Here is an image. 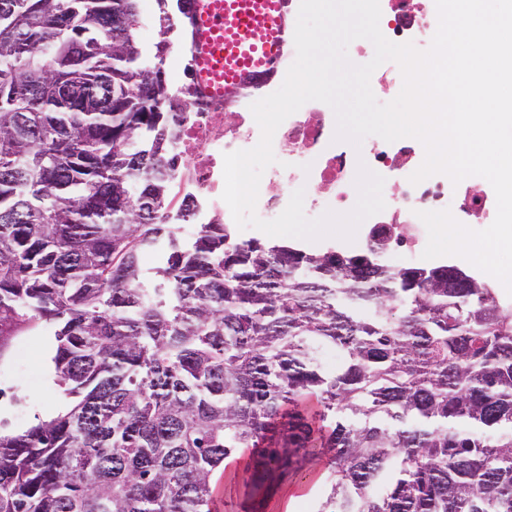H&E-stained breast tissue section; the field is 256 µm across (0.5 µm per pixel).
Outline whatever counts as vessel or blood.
<instances>
[{
	"label": "vessel or blood",
	"instance_id": "obj_1",
	"mask_svg": "<svg viewBox=\"0 0 512 512\" xmlns=\"http://www.w3.org/2000/svg\"><path fill=\"white\" fill-rule=\"evenodd\" d=\"M195 87L231 104L272 78L292 41L288 0H191Z\"/></svg>",
	"mask_w": 512,
	"mask_h": 512
}]
</instances>
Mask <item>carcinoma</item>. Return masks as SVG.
Listing matches in <instances>:
<instances>
[{"mask_svg": "<svg viewBox=\"0 0 512 512\" xmlns=\"http://www.w3.org/2000/svg\"><path fill=\"white\" fill-rule=\"evenodd\" d=\"M141 24L140 0H0V347L53 324L67 399L0 430V512H212L241 449L245 512L323 463L313 512H512V305L381 246L184 237ZM368 225L364 224L363 222L358 227L355 239L352 243L345 242L339 238L336 237H329L325 238L323 240L317 241V242H310L298 239L296 242L301 243L304 246V249L308 251L309 253L319 254L323 253L327 250H342L346 252H352V251H358L361 249L360 243L361 240L366 238L368 233ZM367 240L365 239L364 243L362 244V248L366 246Z\"/></svg>", "mask_w": 512, "mask_h": 512, "instance_id": "obj_1", "label": "carcinoma"}]
</instances>
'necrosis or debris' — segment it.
<instances>
[{"instance_id":"necrosis-or-debris-1","label":"necrosis or debris","mask_w":512,"mask_h":512,"mask_svg":"<svg viewBox=\"0 0 512 512\" xmlns=\"http://www.w3.org/2000/svg\"><path fill=\"white\" fill-rule=\"evenodd\" d=\"M379 2L381 21L397 42L433 38L438 25L435 0ZM176 23L180 35L170 43L166 60L169 104L181 114L179 191L196 202L190 223L229 224L233 216L222 199L223 156L259 142L261 131L250 110L253 99L244 97L228 111L200 105L191 81V28L186 15H178ZM335 130L331 109L320 101L305 103L278 127L272 142L276 162L267 167L259 184L255 213L260 219L279 216L300 188L305 191L304 213L310 219L354 205L357 167L350 154L337 147ZM362 151L393 177L385 193V209L370 219L376 228L395 232L418 223L419 212L444 209L464 224L493 222L496 197L486 181L453 186L430 177L416 185L410 182L425 156L418 140L403 138L389 144L372 135L363 140Z\"/></svg>"}]
</instances>
